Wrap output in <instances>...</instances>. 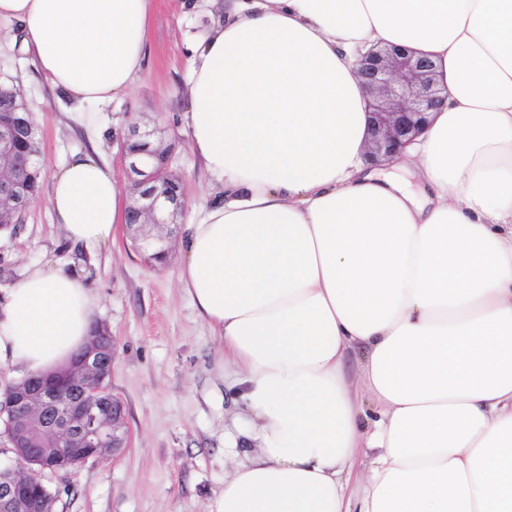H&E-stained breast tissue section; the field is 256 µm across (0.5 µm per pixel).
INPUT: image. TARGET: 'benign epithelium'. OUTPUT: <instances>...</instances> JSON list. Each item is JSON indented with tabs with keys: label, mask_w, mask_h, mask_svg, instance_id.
<instances>
[{
	"label": "benign epithelium",
	"mask_w": 512,
	"mask_h": 512,
	"mask_svg": "<svg viewBox=\"0 0 512 512\" xmlns=\"http://www.w3.org/2000/svg\"><path fill=\"white\" fill-rule=\"evenodd\" d=\"M369 98L370 163L390 162L419 135L447 89L438 86L432 61L407 49L370 50L357 63ZM145 149H128L131 141ZM10 127L0 129V160L12 159ZM127 177L134 244L159 256L170 253L184 209L180 186L168 178L174 146L156 128L134 124L119 144ZM25 210L12 173L0 171V211ZM112 335L97 323L68 365L29 376L0 393V420L9 463L0 465V512H55L57 496L35 482L68 473L107 452L130 447L124 402L112 394Z\"/></svg>",
	"instance_id": "obj_1"
}]
</instances>
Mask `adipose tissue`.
Returning <instances> with one entry per match:
<instances>
[{"label":"adipose tissue","mask_w":512,"mask_h":512,"mask_svg":"<svg viewBox=\"0 0 512 512\" xmlns=\"http://www.w3.org/2000/svg\"><path fill=\"white\" fill-rule=\"evenodd\" d=\"M153 8L0 0V22L80 107L134 85ZM387 45L429 57L448 90L394 160L413 187L363 161L355 60ZM185 103L218 188L178 281L240 423L207 512H512V0H226L189 46ZM128 199L94 150L50 175L56 224L88 250ZM98 304L63 264L30 267L0 290V364H66Z\"/></svg>","instance_id":"adipose-tissue-1"}]
</instances>
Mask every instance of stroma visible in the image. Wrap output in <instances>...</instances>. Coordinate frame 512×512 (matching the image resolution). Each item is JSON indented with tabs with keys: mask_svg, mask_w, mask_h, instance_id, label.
<instances>
[{
	"mask_svg": "<svg viewBox=\"0 0 512 512\" xmlns=\"http://www.w3.org/2000/svg\"><path fill=\"white\" fill-rule=\"evenodd\" d=\"M218 17L209 0H155L147 62L122 102L76 109L41 77L20 46L0 43V82L24 96L42 135L46 171L99 147L116 178L118 142L132 123L177 142L173 170L188 199L203 203L213 177L191 147L185 109L187 47ZM62 261L100 297L97 319L114 336L111 387L126 407L131 446L44 482L57 512H206L234 466L224 438L235 430L234 389L221 348L177 280V260L146 261L126 230L95 253L69 245L46 200L28 207L17 232L0 233V287L32 264Z\"/></svg>",
	"mask_w": 512,
	"mask_h": 512,
	"instance_id": "1",
	"label": "stroma"
}]
</instances>
